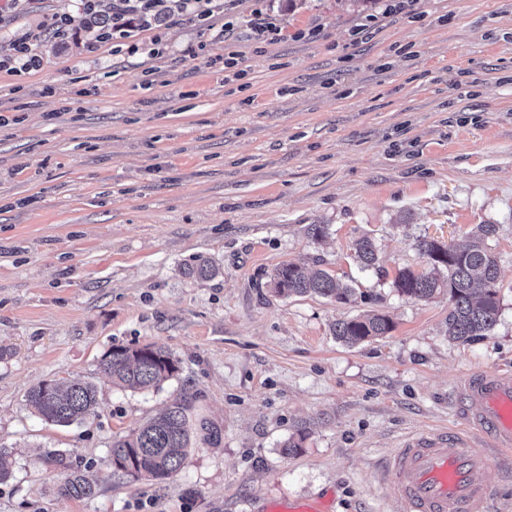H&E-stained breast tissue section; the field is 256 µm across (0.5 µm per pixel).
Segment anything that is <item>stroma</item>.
I'll list each match as a JSON object with an SVG mask.
<instances>
[{"mask_svg": "<svg viewBox=\"0 0 512 512\" xmlns=\"http://www.w3.org/2000/svg\"><path fill=\"white\" fill-rule=\"evenodd\" d=\"M392 2L212 0L226 38L176 12L147 59L89 51L81 0H8L0 60L29 38L39 65L0 67V444L17 450L0 512H393L392 449L462 428L451 396L466 373L512 370V0ZM257 9L274 39L253 40ZM62 15L63 42L48 33ZM228 52L232 73L211 63ZM478 224L498 227L500 311L456 342L447 295L392 282L426 270L419 239L461 245ZM364 235L379 257L365 271ZM200 255L218 276L184 275ZM288 262L354 297L275 295ZM366 312L394 329L336 340V322ZM146 344L179 361L160 390L102 375L111 346ZM50 379L95 383L97 416L43 421L25 395ZM186 391L219 442L193 445L161 485L112 472L113 440ZM304 421L303 453L283 455ZM47 448L89 466L100 494L55 498L36 462Z\"/></svg>", "mask_w": 512, "mask_h": 512, "instance_id": "stroma-1", "label": "stroma"}]
</instances>
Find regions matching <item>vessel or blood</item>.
<instances>
[{"label":"vessel or blood","mask_w":512,"mask_h":512,"mask_svg":"<svg viewBox=\"0 0 512 512\" xmlns=\"http://www.w3.org/2000/svg\"><path fill=\"white\" fill-rule=\"evenodd\" d=\"M455 399L468 430L409 439L391 458L396 512H498L492 490L476 478L496 460L512 462V371L465 375ZM486 443L474 452L472 439Z\"/></svg>","instance_id":"vessel-or-blood-1"}]
</instances>
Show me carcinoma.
<instances>
[{
  "label": "carcinoma",
  "mask_w": 512,
  "mask_h": 512,
  "mask_svg": "<svg viewBox=\"0 0 512 512\" xmlns=\"http://www.w3.org/2000/svg\"><path fill=\"white\" fill-rule=\"evenodd\" d=\"M497 225L478 224L469 234V242L454 247L436 239L418 241L420 255L429 271L417 273L410 268L398 271L393 287L409 299L428 300L437 293H448V336L469 342L487 335L495 326L499 313V264L488 240L495 236ZM361 268H372L378 261L373 239L367 235L354 243ZM184 272L198 279L219 274L214 262L199 256ZM272 290L279 296L318 295L337 302H347L353 289L326 272H312L306 267L288 263L275 269ZM394 328L392 319L382 314H363L334 325L333 335L343 344L354 347L383 337ZM100 371L112 384L131 390H150L175 376L179 371L174 355L154 345L137 347L113 346L100 360ZM27 404L44 421L56 426L80 423L97 413L96 385L89 382L49 380L32 387ZM193 396L183 393L149 417L130 433L112 441L109 462L112 470L133 479L163 482L173 478L182 468L193 440L215 444L219 441L216 426L205 418L193 416ZM310 435L305 423L282 444L283 454L303 452ZM45 470L56 473L53 495L60 499L90 500L100 486L76 465L69 452L48 448L39 457Z\"/></svg>",
  "instance_id": "obj_1"
}]
</instances>
